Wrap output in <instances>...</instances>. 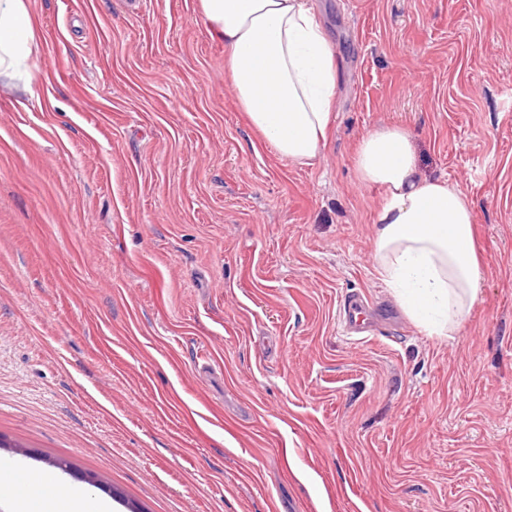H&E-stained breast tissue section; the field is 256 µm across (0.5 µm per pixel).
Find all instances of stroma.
Masks as SVG:
<instances>
[{
    "label": "stroma",
    "instance_id": "1",
    "mask_svg": "<svg viewBox=\"0 0 512 512\" xmlns=\"http://www.w3.org/2000/svg\"><path fill=\"white\" fill-rule=\"evenodd\" d=\"M0 76V463L112 512H512V0H311L339 65L312 165L254 130L198 0H26ZM401 126L473 203L482 299L421 331L355 154ZM358 293L382 322H337ZM68 469L56 467V460ZM38 54L35 20L25 0H1L0 75L30 88Z\"/></svg>",
    "mask_w": 512,
    "mask_h": 512
}]
</instances>
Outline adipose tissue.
Masks as SVG:
<instances>
[{"mask_svg":"<svg viewBox=\"0 0 512 512\" xmlns=\"http://www.w3.org/2000/svg\"><path fill=\"white\" fill-rule=\"evenodd\" d=\"M224 42L233 93L251 126L278 154L311 165L325 144L338 88L334 52L308 0H199ZM35 20L25 0H0V75L30 86L38 57ZM360 181L384 191L375 216L373 259L396 300L423 332H459L480 299L483 269L472 204L458 187L422 177L409 133L384 127L362 137ZM7 512H111L79 488L32 509L10 498Z\"/></svg>","mask_w":512,"mask_h":512,"instance_id":"1","label":"adipose tissue"}]
</instances>
